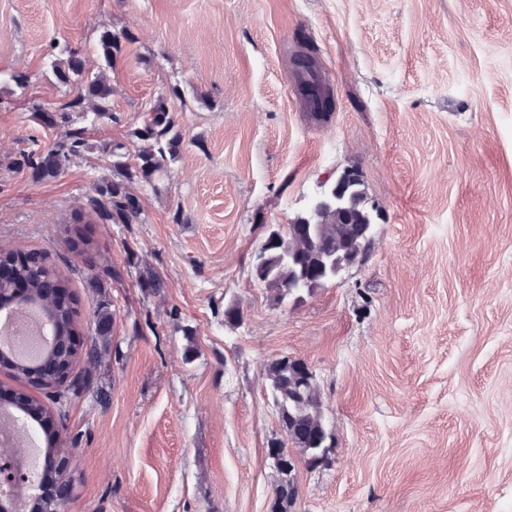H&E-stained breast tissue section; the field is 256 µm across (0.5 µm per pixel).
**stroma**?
<instances>
[{"mask_svg":"<svg viewBox=\"0 0 512 512\" xmlns=\"http://www.w3.org/2000/svg\"><path fill=\"white\" fill-rule=\"evenodd\" d=\"M105 27L132 40L92 140L137 150L161 99L183 137L158 187L131 186L142 223L96 222L105 154L42 180L4 166L61 130L0 84V247L69 277L98 352L66 406L64 512H269L283 432L266 368L284 355L312 368L333 438L297 469V512H512V0H0V72L58 106L50 47L97 69ZM302 51L328 119L297 90ZM347 170L367 188L366 254L273 302L253 277L266 225Z\"/></svg>","mask_w":512,"mask_h":512,"instance_id":"35a3bbf8","label":"stroma"}]
</instances>
